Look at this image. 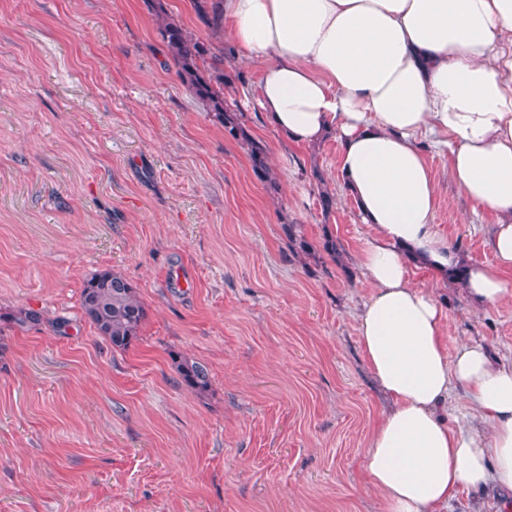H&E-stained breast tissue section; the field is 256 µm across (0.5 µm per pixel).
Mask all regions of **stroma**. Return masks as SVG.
<instances>
[{"mask_svg":"<svg viewBox=\"0 0 512 512\" xmlns=\"http://www.w3.org/2000/svg\"><path fill=\"white\" fill-rule=\"evenodd\" d=\"M243 73L226 99L267 143L276 195L181 83L147 0H0V512H384L364 454L388 403L357 331L371 229L335 137L287 143L258 105L260 68ZM428 160L438 231L492 263L494 217L473 213L447 156ZM288 224L332 234L339 258H296ZM106 269L148 312L125 350L81 308ZM412 281L449 348L512 366V293L481 307L435 275ZM27 308L43 321L11 324ZM179 356L207 368V392L181 384ZM447 512L512 502L464 487Z\"/></svg>","mask_w":512,"mask_h":512,"instance_id":"stroma-1","label":"stroma"}]
</instances>
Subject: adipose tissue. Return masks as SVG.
Returning <instances> with one entry per match:
<instances>
[{"instance_id": "obj_1", "label": "adipose tissue", "mask_w": 512, "mask_h": 512, "mask_svg": "<svg viewBox=\"0 0 512 512\" xmlns=\"http://www.w3.org/2000/svg\"><path fill=\"white\" fill-rule=\"evenodd\" d=\"M224 38L260 67V107L287 142L336 137L373 229L355 257L370 288L357 321L392 402L364 457L384 512H439L463 486L512 491V366L480 345L449 350L437 301L411 280L462 265L479 305L512 290V0H224ZM427 140L447 149L474 210L494 215V263L465 262L434 224ZM455 392L485 429L447 425Z\"/></svg>"}]
</instances>
